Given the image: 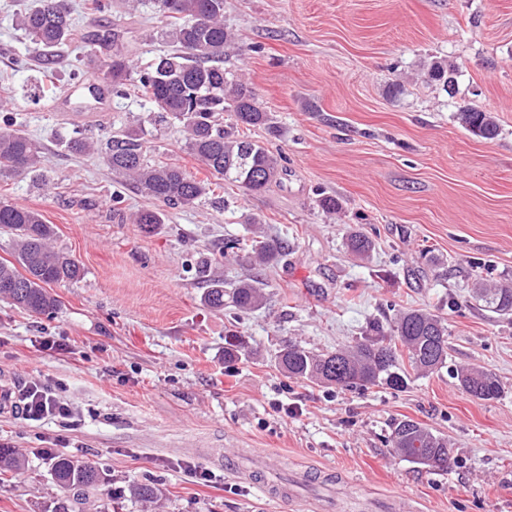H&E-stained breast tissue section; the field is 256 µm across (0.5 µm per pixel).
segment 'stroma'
Wrapping results in <instances>:
<instances>
[{
	"label": "stroma",
	"mask_w": 512,
	"mask_h": 512,
	"mask_svg": "<svg viewBox=\"0 0 512 512\" xmlns=\"http://www.w3.org/2000/svg\"><path fill=\"white\" fill-rule=\"evenodd\" d=\"M35 2L0 0V127L39 141L46 168L0 192L53 224L83 276L54 286L60 306L48 316L0 301V373L50 388L72 411L0 416V443L25 458L21 472L0 474V512H318L333 489L340 512L363 500L373 512L400 500L411 512H512V315L474 294L512 287V0H224L236 38L227 64L279 128L249 137L281 154L286 173L269 191L227 184L192 208L149 200L101 154L68 146L142 121L150 160L210 178L174 120L151 123L155 109L134 86L112 93L110 111L89 106L86 86L113 53L137 67L172 51L154 0H112L101 13L69 0L77 39L53 49L47 69L18 25ZM434 60L453 67L454 93L426 77ZM464 106L491 112L497 136L466 130ZM329 195L332 213L320 204ZM144 209L165 213L164 224L143 231L133 216ZM255 220L288 244L273 265L224 254ZM352 231L373 241L367 258L348 254ZM214 274L263 280L266 305L207 308ZM405 309L444 321L449 355L424 376L401 361L404 388L326 387L275 361L285 341L346 347ZM231 334L246 353L228 361ZM460 367L495 375L500 395L470 396ZM403 419L448 440V472L393 451ZM44 448L96 460L102 493L74 501L52 481ZM212 448L263 457L292 498L270 500L213 462ZM141 483L157 499L134 497Z\"/></svg>",
	"instance_id": "stroma-1"
}]
</instances>
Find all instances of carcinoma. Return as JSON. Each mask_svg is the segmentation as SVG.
Wrapping results in <instances>:
<instances>
[{
	"label": "carcinoma",
	"mask_w": 512,
	"mask_h": 512,
	"mask_svg": "<svg viewBox=\"0 0 512 512\" xmlns=\"http://www.w3.org/2000/svg\"><path fill=\"white\" fill-rule=\"evenodd\" d=\"M158 10L165 19L164 35L176 50L137 72L139 90L158 111L181 124L187 149L224 182L253 193L281 184V158L245 134L252 127L272 126L269 113L258 105L250 87L220 66L225 49L234 40L224 26V0H159ZM19 24L30 36L31 54L46 66L50 64L49 50L76 40L66 0H38L36 6L20 15ZM453 74L440 61L431 62L428 69V78L446 87L453 86ZM130 79L131 67L126 59L112 57L103 71L104 82L116 90ZM222 112L230 113V118L221 120ZM458 119L476 136L493 139L497 135L496 120L488 112L466 108L458 113ZM143 135L144 128L138 125L120 139H107L104 162L113 173L131 180L141 195L182 208H192L214 193L209 180L148 160L142 150ZM45 162V149L40 143L20 131L0 128V180L36 173ZM134 223L149 230L164 223V218L160 212L142 210L134 215ZM0 230L10 234L14 242L13 259L0 261V299L35 315L52 313L58 306L52 286L80 279V265L68 254L51 248L54 226L35 209L1 199ZM346 247L365 257L372 242L352 232L346 238ZM224 248L249 264L266 265L278 261L285 243L269 241L256 227L250 237L228 241ZM481 297L494 312L512 314L511 289L483 288ZM227 299L241 310L259 309L267 300L264 283L248 278L228 285L218 277L209 279L203 303L220 311ZM374 332V337L327 353L309 351L288 341L276 359L292 378L339 388L383 383L404 387L407 377L399 373L398 367L402 349L413 369L422 375L434 372L448 359V328L431 313L403 310L391 325V336H386L379 325ZM455 378L479 400L495 399L501 393L499 380L490 373L461 367ZM391 442L396 452L430 470L444 472L452 464L448 441L413 420L396 422ZM23 465L24 459L15 451L0 448V471L19 470ZM50 475L60 489L81 495L99 488L103 481L96 463L75 456L54 457Z\"/></svg>",
	"instance_id": "obj_1"
}]
</instances>
